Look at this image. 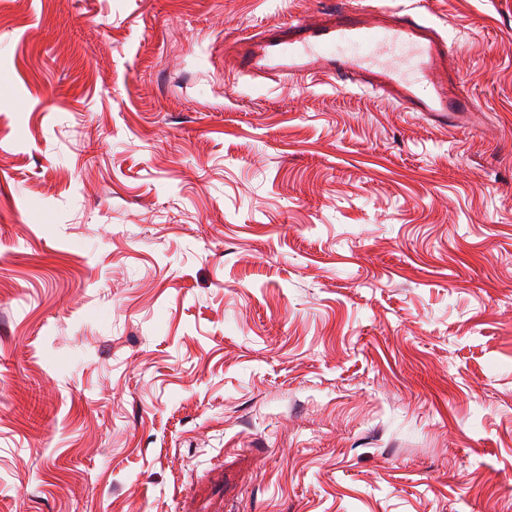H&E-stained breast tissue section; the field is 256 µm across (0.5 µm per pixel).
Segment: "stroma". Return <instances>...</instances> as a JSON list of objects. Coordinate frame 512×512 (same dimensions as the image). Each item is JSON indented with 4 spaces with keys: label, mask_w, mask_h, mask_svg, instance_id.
Listing matches in <instances>:
<instances>
[{
    "label": "stroma",
    "mask_w": 512,
    "mask_h": 512,
    "mask_svg": "<svg viewBox=\"0 0 512 512\" xmlns=\"http://www.w3.org/2000/svg\"><path fill=\"white\" fill-rule=\"evenodd\" d=\"M329 2L0 0V512H512V0L466 133L225 75Z\"/></svg>",
    "instance_id": "1"
}]
</instances>
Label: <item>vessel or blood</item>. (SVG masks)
<instances>
[{
  "instance_id": "1",
  "label": "vessel or blood",
  "mask_w": 512,
  "mask_h": 512,
  "mask_svg": "<svg viewBox=\"0 0 512 512\" xmlns=\"http://www.w3.org/2000/svg\"><path fill=\"white\" fill-rule=\"evenodd\" d=\"M453 50L416 15L362 0L245 33L226 44L224 70L304 85L353 84L451 129L478 107L452 69Z\"/></svg>"
}]
</instances>
